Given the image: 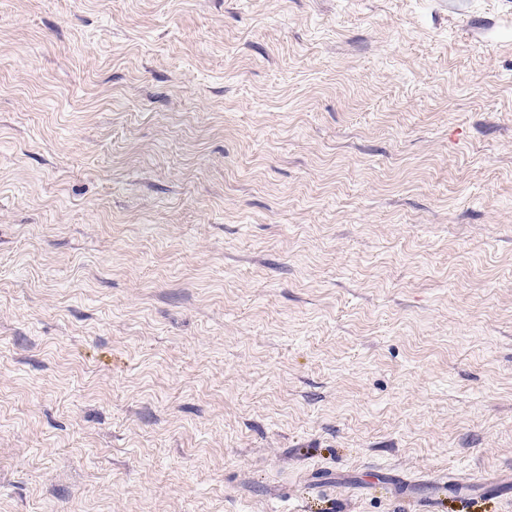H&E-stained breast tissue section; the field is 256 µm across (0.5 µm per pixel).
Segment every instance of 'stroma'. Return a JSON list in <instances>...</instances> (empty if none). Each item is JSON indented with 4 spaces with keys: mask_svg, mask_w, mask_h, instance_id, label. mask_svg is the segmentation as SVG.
I'll return each instance as SVG.
<instances>
[{
    "mask_svg": "<svg viewBox=\"0 0 512 512\" xmlns=\"http://www.w3.org/2000/svg\"><path fill=\"white\" fill-rule=\"evenodd\" d=\"M428 478L512 512V0H0V512Z\"/></svg>",
    "mask_w": 512,
    "mask_h": 512,
    "instance_id": "stroma-1",
    "label": "stroma"
}]
</instances>
